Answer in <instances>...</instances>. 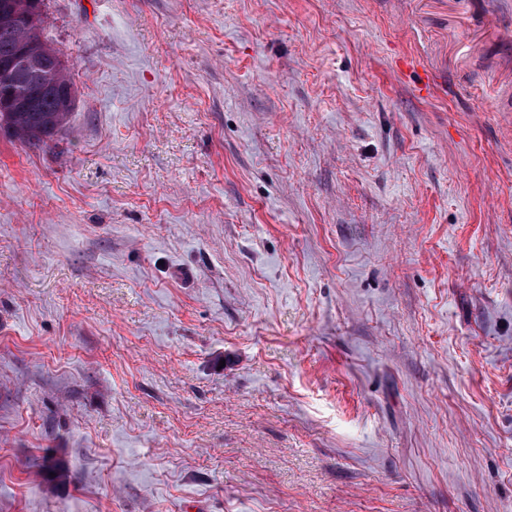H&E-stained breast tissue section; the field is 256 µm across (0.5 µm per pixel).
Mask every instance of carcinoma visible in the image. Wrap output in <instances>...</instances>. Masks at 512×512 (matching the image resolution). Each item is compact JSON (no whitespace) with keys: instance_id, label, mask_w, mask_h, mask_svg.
<instances>
[{"instance_id":"obj_1","label":"carcinoma","mask_w":512,"mask_h":512,"mask_svg":"<svg viewBox=\"0 0 512 512\" xmlns=\"http://www.w3.org/2000/svg\"><path fill=\"white\" fill-rule=\"evenodd\" d=\"M42 0H0V18L33 12ZM17 30L0 27V69L13 65L12 82L0 79V130L23 145L38 147L61 133L69 123L71 112L63 111L60 86L71 81L70 68L57 69L56 83L40 88L35 108L17 106L11 96L19 89L41 82L39 74L13 64L17 50Z\"/></svg>"}]
</instances>
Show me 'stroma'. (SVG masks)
Returning <instances> with one entry per match:
<instances>
[{"label":"stroma","instance_id":"stroma-1","mask_svg":"<svg viewBox=\"0 0 512 512\" xmlns=\"http://www.w3.org/2000/svg\"><path fill=\"white\" fill-rule=\"evenodd\" d=\"M41 9L0 512H512V0ZM43 31L44 19L40 12L35 24L27 26L24 33L27 39L32 40V43L41 44L48 42L44 38ZM20 57L25 67L40 73L43 82L54 80L53 74L48 72L46 67L56 69L54 61L47 60L46 64L47 58L54 59L56 57L62 65L65 63L62 57L56 56L53 47L48 43H43L41 49H24L20 52ZM11 73L12 82L8 85L0 77V130L6 132L12 140L23 145L32 147L45 145L47 141L52 140L66 128L74 110L73 107L68 112L63 111L64 103L70 105L75 100L74 88L66 89L64 102L59 95L61 85L67 82L73 83L70 67L58 69L56 83L41 86L39 98L36 89L27 92L26 97L22 100L25 108L33 107L38 98L35 108L31 110L16 106L10 98L21 88L39 84L41 82L40 75L19 68L15 63Z\"/></svg>","mask_w":512,"mask_h":512}]
</instances>
